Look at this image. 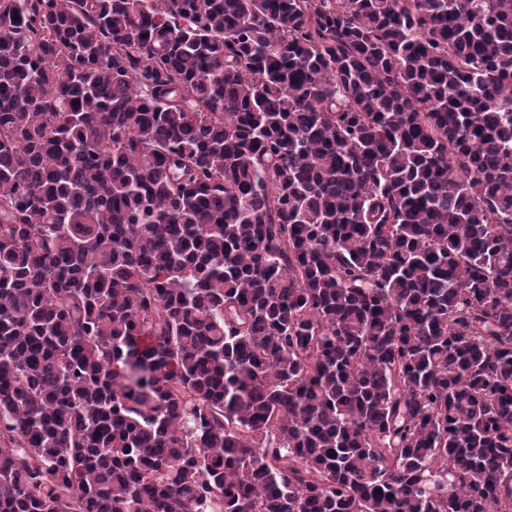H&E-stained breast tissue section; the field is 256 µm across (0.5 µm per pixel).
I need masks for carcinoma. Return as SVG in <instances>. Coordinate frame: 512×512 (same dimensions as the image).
<instances>
[{"mask_svg": "<svg viewBox=\"0 0 512 512\" xmlns=\"http://www.w3.org/2000/svg\"><path fill=\"white\" fill-rule=\"evenodd\" d=\"M0 512H512V0H0Z\"/></svg>", "mask_w": 512, "mask_h": 512, "instance_id": "carcinoma-1", "label": "carcinoma"}]
</instances>
